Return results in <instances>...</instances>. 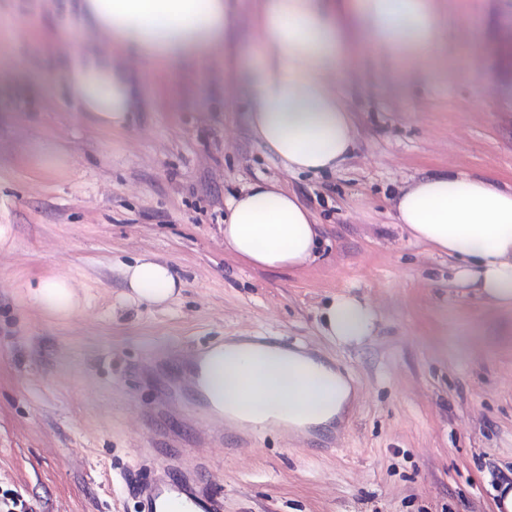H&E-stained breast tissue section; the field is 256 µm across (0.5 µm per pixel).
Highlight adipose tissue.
<instances>
[{
	"label": "adipose tissue",
	"mask_w": 512,
	"mask_h": 512,
	"mask_svg": "<svg viewBox=\"0 0 512 512\" xmlns=\"http://www.w3.org/2000/svg\"><path fill=\"white\" fill-rule=\"evenodd\" d=\"M86 28L100 40L67 48L64 73L75 111L103 129L130 121L137 96L125 51L168 70L210 58L224 45L231 0H78ZM441 0H260L254 38L234 46L226 77H245L248 121L271 157L292 173L332 172L350 156L356 131L339 87L361 40L399 68L431 59L443 42ZM224 247L246 264L294 270L311 261L315 219L298 197L266 180L227 202ZM395 218L411 238L463 260L459 280L501 307H512V189L492 176L438 172L395 199ZM132 299L166 305L181 281L151 256L124 266ZM30 297L43 311L68 316L78 299L62 276L39 281ZM321 333L334 343L371 335L373 309L342 294L321 310ZM213 407L259 433L328 427L350 409L352 382L334 364L301 349L230 338L207 356Z\"/></svg>",
	"instance_id": "adipose-tissue-1"
}]
</instances>
